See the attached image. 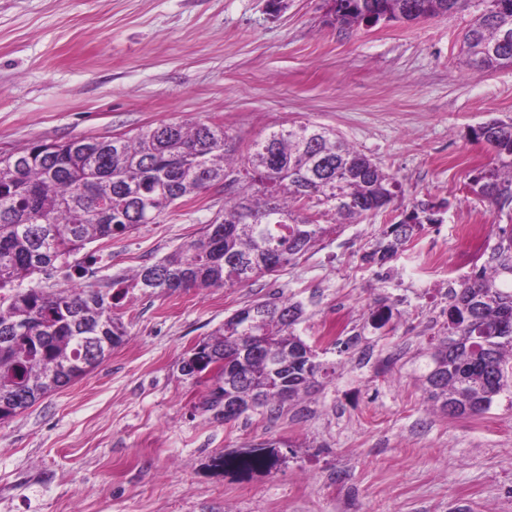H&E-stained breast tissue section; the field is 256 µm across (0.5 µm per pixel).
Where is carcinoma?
I'll return each instance as SVG.
<instances>
[{
    "label": "carcinoma",
    "mask_w": 512,
    "mask_h": 512,
    "mask_svg": "<svg viewBox=\"0 0 512 512\" xmlns=\"http://www.w3.org/2000/svg\"><path fill=\"white\" fill-rule=\"evenodd\" d=\"M331 23L346 28L416 17L469 14L461 36L467 65L493 71L512 65V0L481 15L475 0H329ZM491 146L494 165L470 180L473 193L512 210V122L471 131ZM224 128L162 123L132 137H77L31 143L0 155V423L45 395L70 385L122 345L127 330L115 309L128 295L245 286L315 248L328 228L310 210L324 208L353 223L391 205L401 187L336 131L291 124L256 141L239 162L228 157ZM235 174L224 209L203 230L109 291L68 287L48 293L24 285L60 268L81 279L90 268L69 258L87 244L151 224L169 208ZM446 203L420 202L382 232L365 260L380 266L397 256L424 224H437ZM496 241L481 266L451 290L448 323L429 356L422 385L451 416L490 410L512 390V224L496 225ZM304 308L282 299L247 305L199 340L181 362L200 380L217 370L201 404L223 415V402L258 398L255 407L299 401L325 370L317 347L298 333ZM254 351L246 354L244 347ZM275 451L224 459L242 472L270 470Z\"/></svg>",
    "instance_id": "carcinoma-1"
}]
</instances>
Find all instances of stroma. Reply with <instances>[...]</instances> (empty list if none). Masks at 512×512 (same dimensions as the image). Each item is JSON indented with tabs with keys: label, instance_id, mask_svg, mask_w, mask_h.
Listing matches in <instances>:
<instances>
[{
	"label": "stroma",
	"instance_id": "1",
	"mask_svg": "<svg viewBox=\"0 0 512 512\" xmlns=\"http://www.w3.org/2000/svg\"><path fill=\"white\" fill-rule=\"evenodd\" d=\"M325 0H0V154L31 142L134 135L180 121L223 126L237 153L310 121L394 175V204L334 224L318 246L244 287L136 295L129 337L95 369L0 425V512H512V395L484 414L433 410L420 375L448 292L472 271L459 254L512 224L469 189L495 162L470 130L512 119V66L471 69L468 17L348 30ZM420 201L444 203L384 266L366 263L383 229ZM221 189L158 223L87 245L82 287L104 288L197 236ZM302 303L303 339L332 366L301 404L226 423L202 412L187 351L255 302ZM393 311L370 325L378 300ZM339 327L347 350L319 338ZM273 440L275 473L239 478L216 460Z\"/></svg>",
	"mask_w": 512,
	"mask_h": 512
}]
</instances>
